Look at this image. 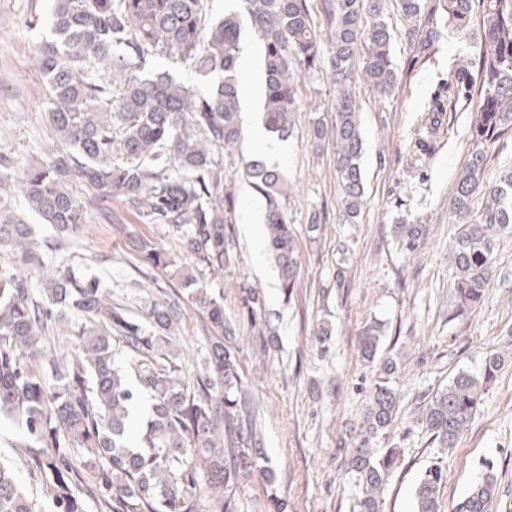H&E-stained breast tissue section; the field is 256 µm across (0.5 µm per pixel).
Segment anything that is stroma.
<instances>
[{
	"mask_svg": "<svg viewBox=\"0 0 512 512\" xmlns=\"http://www.w3.org/2000/svg\"><path fill=\"white\" fill-rule=\"evenodd\" d=\"M48 14V0H0V155L22 164L47 160L56 147L44 116L43 78L31 58L32 45L49 33ZM388 22L401 83L389 97L363 85L357 90L367 199L358 223H337L336 153L316 152L307 137L313 115L332 114L328 72L302 78L301 106L289 138L264 151L246 136L224 155L226 189L235 196V219L225 227L234 259L213 286L223 290L224 315L244 337L238 364L254 397L264 455L275 472L273 487L247 482L234 512H268L272 490L287 502V512H357L360 492L345 469L350 440L377 378L359 355L360 333L375 319L384 325L383 352L399 363L401 393L394 437L403 461L384 491V512H414L416 488L434 464L446 472L440 497L444 512H451L487 462L498 479L490 512H512V363L483 395L456 448L435 447L420 421L425 396L512 339V234L496 238L497 273L482 304L454 320L448 315V257L457 237L449 202L471 147L468 111L446 114L427 154H420L413 140L424 105L444 93L449 72L472 58L474 49L463 34L447 30L435 52L421 54L397 15ZM258 155L289 180L282 207L302 254L298 285L289 297L268 252H255L243 232L248 221L257 230L265 228L263 197L235 176L242 157ZM71 189L88 205L86 224L78 240L59 239L45 263L91 271L110 284L114 297L143 314L135 272L140 258L129 238L113 231L112 215L123 214L136 234L157 237L166 252L179 253L178 239L159 235L157 225L126 213L120 199L103 210L92 204L84 185ZM315 212L325 222L313 231L309 217ZM398 224L424 225L413 254L398 244ZM340 266L346 277L342 288L336 285ZM248 288L262 297L254 316L243 302ZM325 319L333 334L322 344L315 332ZM257 320L268 323L271 334L255 335Z\"/></svg>",
	"mask_w": 512,
	"mask_h": 512,
	"instance_id": "35a3bbf8",
	"label": "stroma"
}]
</instances>
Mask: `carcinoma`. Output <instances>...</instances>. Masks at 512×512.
I'll return each mask as SVG.
<instances>
[{
    "instance_id": "cac0c4a2",
    "label": "carcinoma",
    "mask_w": 512,
    "mask_h": 512,
    "mask_svg": "<svg viewBox=\"0 0 512 512\" xmlns=\"http://www.w3.org/2000/svg\"><path fill=\"white\" fill-rule=\"evenodd\" d=\"M50 36L35 45L46 79L47 122L58 144L50 160L15 171L26 211L59 234L79 236L83 182L100 199L118 196L146 224L176 236L178 261L150 237L135 238L144 266L177 269L180 288H147V321L112 297L94 275L44 274L42 253L24 219L0 206V247L19 266L0 267V416L21 433L15 463H0V512H232L240 486L274 471L259 446L254 400L238 370L236 326L224 319V294L206 272L231 258L225 225L234 198L224 193V149L241 139L240 14L259 32L266 85L263 120L271 140L290 135L301 77L326 69L331 122L309 126L310 143L336 146L338 219L355 224L366 204L363 135L356 82L380 96L398 90L386 0H325L322 22L310 0H239L242 13L207 20L208 0H50ZM418 53L442 31L476 30L481 49L448 76V100L471 111V150L451 206L460 222L454 251L452 318L477 306L493 276L495 236L512 232V164L487 182L490 148L512 136V0H395ZM166 58L194 73L187 84L153 68ZM434 100L415 129L426 149L441 126ZM240 174L266 201L268 247L287 295L301 255L281 207L287 182L257 157ZM485 207L474 210L475 200ZM407 252L421 224L396 225ZM40 284L34 296L32 282ZM204 315L207 352L185 375L177 333L184 304ZM363 359L379 370L349 449L348 473L361 488L359 512H381V494L402 449L391 438L400 408L397 362L381 350V326L360 336ZM66 349L45 359L46 349ZM505 359L493 353L455 374L428 400L422 426L439 448L456 447ZM27 476L19 480L18 473ZM443 472L427 469L415 512H441ZM497 493L493 465L453 512H488Z\"/></svg>"
}]
</instances>
